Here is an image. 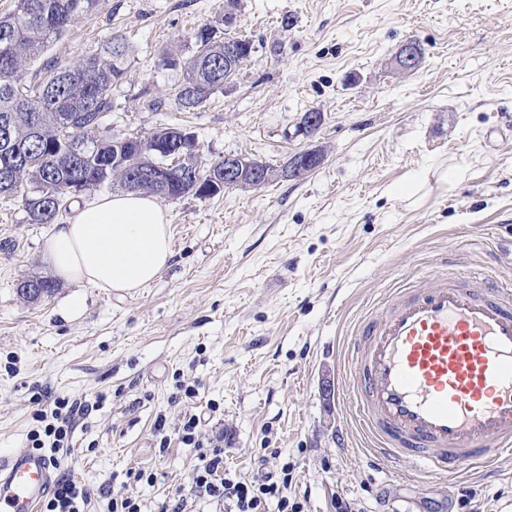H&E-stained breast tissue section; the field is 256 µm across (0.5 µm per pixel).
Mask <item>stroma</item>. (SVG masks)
<instances>
[{
  "instance_id": "stroma-1",
  "label": "stroma",
  "mask_w": 512,
  "mask_h": 512,
  "mask_svg": "<svg viewBox=\"0 0 512 512\" xmlns=\"http://www.w3.org/2000/svg\"><path fill=\"white\" fill-rule=\"evenodd\" d=\"M228 11L254 51L228 87L181 111L182 75L164 59L190 55L192 32L223 28ZM118 34L131 65L108 121L123 132L188 128L208 161L280 167L315 147L325 160L300 181L160 198L173 258L124 296L63 283L21 299L20 280L50 273L53 227L0 197V451H23L38 392L106 395L60 469L95 498L133 491L160 512L198 463L175 429L182 381L198 386L225 465H291L304 512H336L339 496L364 512H512V455L445 484L406 459L390 481L352 409L326 396L344 384L357 323L383 315L391 289L434 283L457 251L471 287L512 284V0H98L48 55L94 53ZM411 40L424 56L405 73L394 58ZM311 110L324 123L308 136ZM139 469L158 480L133 483Z\"/></svg>"
}]
</instances>
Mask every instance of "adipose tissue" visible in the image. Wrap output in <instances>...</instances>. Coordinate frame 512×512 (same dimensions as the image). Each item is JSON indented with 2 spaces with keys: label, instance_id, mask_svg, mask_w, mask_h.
I'll return each mask as SVG.
<instances>
[{
  "label": "adipose tissue",
  "instance_id": "obj_1",
  "mask_svg": "<svg viewBox=\"0 0 512 512\" xmlns=\"http://www.w3.org/2000/svg\"><path fill=\"white\" fill-rule=\"evenodd\" d=\"M53 274L108 292L146 287L172 258L166 214L148 193L105 194L60 225L45 248Z\"/></svg>",
  "mask_w": 512,
  "mask_h": 512
}]
</instances>
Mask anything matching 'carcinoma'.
Listing matches in <instances>:
<instances>
[{"label":"carcinoma","mask_w":512,"mask_h":512,"mask_svg":"<svg viewBox=\"0 0 512 512\" xmlns=\"http://www.w3.org/2000/svg\"><path fill=\"white\" fill-rule=\"evenodd\" d=\"M98 0H15L0 14V125L11 122V137L0 136V195L21 198L29 224H54L62 205L77 195L73 183L84 181L82 193L101 188L124 191L123 183L152 168L154 136L127 143V134L105 123L112 112V87L123 79L128 48L115 35L104 50L79 55L72 62L51 59L40 81H25L27 66L62 39L73 23L92 13ZM194 49L183 59L166 57L179 68L182 81L176 101L193 112L212 94L224 89V39L210 26L193 34ZM88 140L91 150L70 164L68 144ZM121 149L135 161L125 170H112V153ZM26 164L16 163L20 154Z\"/></svg>","instance_id":"cac0c4a2"}]
</instances>
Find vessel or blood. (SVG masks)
<instances>
[{
	"label": "vessel or blood",
	"instance_id": "vessel-or-blood-1",
	"mask_svg": "<svg viewBox=\"0 0 512 512\" xmlns=\"http://www.w3.org/2000/svg\"><path fill=\"white\" fill-rule=\"evenodd\" d=\"M345 394L377 459L439 479L512 451V289L479 292L455 272L393 290L347 347ZM54 468L0 453V512H37Z\"/></svg>",
	"mask_w": 512,
	"mask_h": 512
}]
</instances>
